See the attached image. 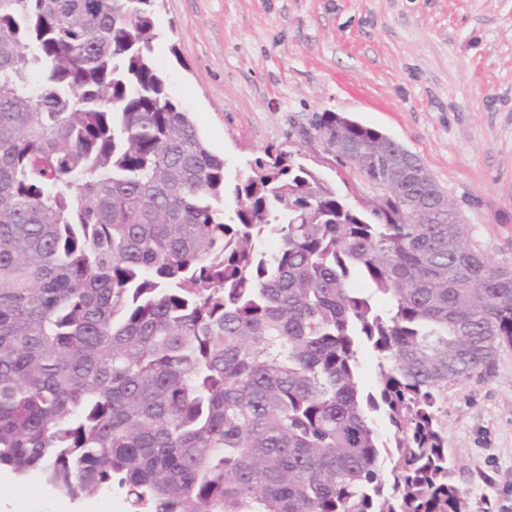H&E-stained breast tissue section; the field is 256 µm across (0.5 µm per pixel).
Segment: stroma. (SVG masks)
Here are the masks:
<instances>
[{
    "label": "stroma",
    "instance_id": "obj_1",
    "mask_svg": "<svg viewBox=\"0 0 512 512\" xmlns=\"http://www.w3.org/2000/svg\"><path fill=\"white\" fill-rule=\"evenodd\" d=\"M154 62L229 176L297 154L352 206L378 192L313 136L337 112L418 156L496 265L512 267V0H157ZM448 455L470 512H512V346L449 383ZM0 472V512H127Z\"/></svg>",
    "mask_w": 512,
    "mask_h": 512
}]
</instances>
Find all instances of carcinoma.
<instances>
[{"label": "carcinoma", "mask_w": 512, "mask_h": 512, "mask_svg": "<svg viewBox=\"0 0 512 512\" xmlns=\"http://www.w3.org/2000/svg\"><path fill=\"white\" fill-rule=\"evenodd\" d=\"M153 4L0 0V468L129 512H468L439 400L512 346V268L337 112L369 207L279 152L226 212Z\"/></svg>", "instance_id": "cac0c4a2"}]
</instances>
